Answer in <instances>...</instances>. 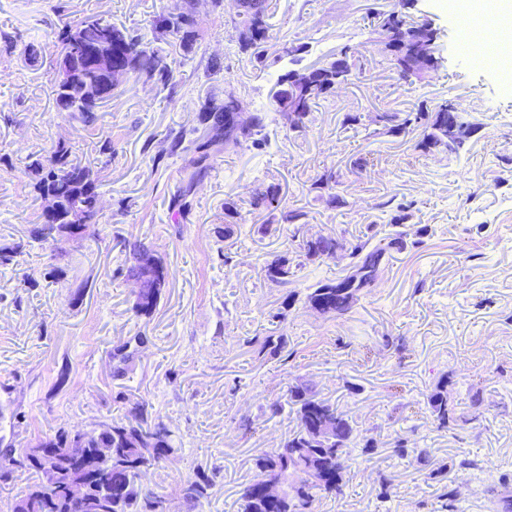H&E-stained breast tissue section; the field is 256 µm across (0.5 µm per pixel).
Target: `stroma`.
I'll return each instance as SVG.
<instances>
[{
  "mask_svg": "<svg viewBox=\"0 0 512 512\" xmlns=\"http://www.w3.org/2000/svg\"><path fill=\"white\" fill-rule=\"evenodd\" d=\"M269 2L272 39L258 64L239 51L230 11L211 0H197L200 39L189 53L151 27L185 0H0V455L61 426L100 427L139 402L172 432L174 461L143 480L165 512H185L178 487L199 470L211 486L196 512H236L255 457L296 428L286 400L302 382L353 426L344 493L317 499L314 512H503L512 497V73L466 49L456 0ZM392 11L436 33L439 66L424 78H400L381 52L380 17ZM93 16L140 34L172 77H127L85 123L56 108L54 32ZM344 46L355 51L353 75L312 107L304 129L271 119L262 146L220 149L184 213L173 212L188 156L170 152L169 137L198 127L201 101L232 92L248 112H270L281 75ZM446 101L476 127L460 155L421 150L415 130L377 131L381 113ZM349 114L358 124L345 125ZM61 143L97 170L101 210L83 237L36 242L43 202L25 167ZM326 170L340 173L345 206L311 190ZM271 185L304 224L261 233L272 217L253 196ZM390 199L410 207L405 248L349 313L313 310L309 288L345 275L347 245L389 231ZM318 235L344 250L301 258L300 241ZM126 240L168 272L148 318L133 311ZM277 255L298 265L288 283L263 271ZM282 308L285 320H274ZM267 336L285 337L284 348H262ZM120 347L129 362L116 359ZM442 379L456 418L445 429L428 404ZM400 441L408 456L395 453Z\"/></svg>",
  "mask_w": 512,
  "mask_h": 512,
  "instance_id": "stroma-1",
  "label": "stroma"
}]
</instances>
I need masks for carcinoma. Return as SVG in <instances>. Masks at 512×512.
Wrapping results in <instances>:
<instances>
[{"instance_id": "obj_1", "label": "carcinoma", "mask_w": 512, "mask_h": 512, "mask_svg": "<svg viewBox=\"0 0 512 512\" xmlns=\"http://www.w3.org/2000/svg\"><path fill=\"white\" fill-rule=\"evenodd\" d=\"M238 2L239 9L234 19L239 31L238 48L249 54L251 59L262 63L271 40L267 23L268 0ZM78 25L83 26V47L91 48L96 46L102 26H111V22L90 17L65 23L58 34L62 49L69 48L72 29ZM152 28L162 36L174 37L185 51H192L199 39L193 0H186V7L177 15H160L153 19ZM348 50L347 46L341 48L339 59L326 64L325 70L317 74L310 86L292 87L289 79L296 74L294 70L279 78L281 90L274 96L272 112L279 115L289 129L304 128L312 105L336 91V65H341L345 70L351 68ZM66 64L73 71L76 85L105 81L82 51L73 53L69 61H55L57 67ZM112 66L131 74L143 75L163 85L172 76L166 57L148 50L141 37L115 26H112ZM238 107V99L229 94L220 103L212 100L200 103L198 121L202 134L193 141L192 156L184 167V176L172 198L173 208L181 211L187 206L186 198L210 167V147L217 139L224 138L226 146L239 145L249 139L254 145L264 142L261 135L266 128V116L261 113L255 114L252 124L245 129L231 134L224 131L228 118ZM382 120L386 132L391 135L422 129L418 147L425 151L440 150L450 155L461 153V145L448 142V129L462 125L466 120L448 102L438 105L433 112L422 106L406 112H385ZM29 168L35 176V192L42 198L54 195L62 206L54 213L42 211L41 226L34 230L33 238L57 244L70 238V228L73 226L77 234H85L88 226L95 223L100 210L99 180L93 169L71 159L69 149L60 145L45 160L32 161ZM340 185L339 175L326 171L313 181L311 189L326 193L329 204L341 206L345 200L337 192ZM408 209L409 206L402 203L397 205L396 214L389 220L395 231L384 237V242L372 248L368 239L352 245L349 274L337 281L314 284L307 294L310 307L332 317L348 313L361 294L379 279L388 251L404 249L407 232L399 229V226L409 219ZM341 247L338 240L324 236L303 242V250L309 258L333 255ZM124 248L129 250V275L146 285L142 293L135 297L133 310L138 316L149 317L155 312L166 284L165 269L157 259L151 269L142 265L143 256L147 254L142 243L126 240ZM264 271L269 280L282 284L288 283V278L294 275L289 259L284 256L265 261ZM446 385V381H440L428 399L431 412L442 427L448 425ZM288 403L296 410L297 430L285 437L272 452L256 458L258 474L243 488L238 499V512H311L316 492L342 493L347 448L353 434L349 419L336 406L317 398L307 387L289 389ZM328 416L336 421L335 429L322 445L317 446L312 443L311 434ZM69 436L70 431L60 428L55 434L40 440L39 446L62 448ZM84 437L85 456L74 472L66 468L67 457L57 454L24 465L35 474L34 482L14 501L10 512H163L162 500L144 486L141 476L160 462L172 459L175 448L170 444L169 429L162 422L152 420L145 405L134 403L126 411L124 421L92 430ZM85 475L96 483L110 485L112 496L101 498L93 491L83 504L67 499L65 492L58 488L61 479ZM269 481L280 483L284 493L277 498L269 497L265 490ZM209 488V477L203 472L183 482L180 494L188 512H193L200 505L201 500L207 497Z\"/></svg>"}]
</instances>
